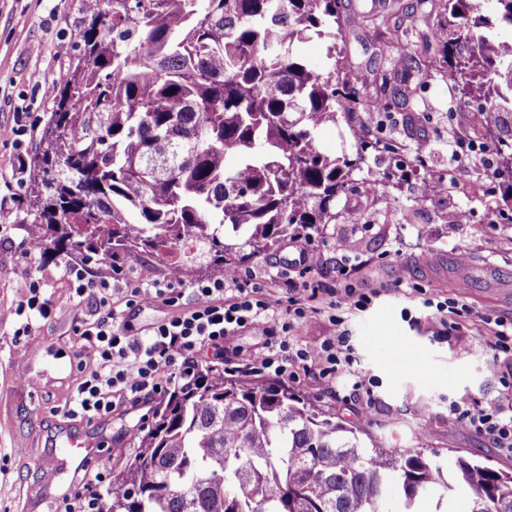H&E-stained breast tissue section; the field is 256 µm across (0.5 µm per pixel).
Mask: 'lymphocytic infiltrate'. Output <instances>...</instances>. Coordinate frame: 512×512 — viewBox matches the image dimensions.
<instances>
[{
    "label": "lymphocytic infiltrate",
    "mask_w": 512,
    "mask_h": 512,
    "mask_svg": "<svg viewBox=\"0 0 512 512\" xmlns=\"http://www.w3.org/2000/svg\"><path fill=\"white\" fill-rule=\"evenodd\" d=\"M63 270L78 300L91 301L95 308L93 317L76 329L81 338L77 354L86 366L65 411L67 417L101 419L127 407L160 404L175 388L195 378L202 346L224 352L233 348L242 329L258 325L266 336L264 346L242 361L224 360L225 372L240 370L260 380L288 383L311 375L326 391L346 382L356 391L365 385L354 367V351L342 317H334L336 333L318 346L307 347L296 339L303 321L316 312L317 302L336 296L321 286L307 258L294 265L282 315L276 313L265 283L244 279L238 272L187 289L174 275L145 286L126 285L118 267L111 280H99L87 260L64 262ZM17 286L19 301L6 314L17 321V335L28 336L52 313L46 294L49 282L32 273ZM155 303L169 307L170 315L146 337L132 333L124 320L125 309ZM449 412L512 456V407L473 413L454 404Z\"/></svg>",
    "instance_id": "lymphocytic-infiltrate-1"
}]
</instances>
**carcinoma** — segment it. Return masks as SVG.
Returning <instances> with one entry per match:
<instances>
[{
	"label": "carcinoma",
	"instance_id": "carcinoma-1",
	"mask_svg": "<svg viewBox=\"0 0 512 512\" xmlns=\"http://www.w3.org/2000/svg\"><path fill=\"white\" fill-rule=\"evenodd\" d=\"M77 63L60 77L33 155L27 213L50 252H149L181 275L234 271L288 238L336 220V199L381 141L328 156L318 130L338 116L403 106L416 87L387 75L374 97L337 44L339 0H87ZM483 0H439L436 61L482 102L479 126L512 170V37L499 40ZM512 28V0H489ZM401 0L379 25L404 62ZM326 38L327 63L299 44ZM199 243L194 256L176 258ZM404 512L423 498L468 512H512V472L418 449L366 448L356 431L285 386L219 369L177 388L139 432L101 512H384L391 482Z\"/></svg>",
	"mask_w": 512,
	"mask_h": 512
}]
</instances>
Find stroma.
<instances>
[{"label": "stroma", "instance_id": "stroma-1", "mask_svg": "<svg viewBox=\"0 0 512 512\" xmlns=\"http://www.w3.org/2000/svg\"><path fill=\"white\" fill-rule=\"evenodd\" d=\"M414 22L404 39L406 68L419 88L406 107L396 109L381 141L412 166L399 184L387 175L391 155L380 154L358 173L353 191L336 201V220L311 238L290 239L266 256L251 260L242 275L271 276L277 298H285L290 266L307 250L325 287L372 295L365 311L351 315L348 329L356 368L371 382L369 392L347 396L323 391L310 378L293 389L336 423L358 430L364 446L419 449L439 461L459 455L512 472V457L448 412L454 401L492 411L512 402V355H494L487 346L486 318L512 319V198L503 187L507 174L483 179L471 188L469 163L455 171L463 189L454 195L426 193L425 186L447 171L448 161L473 134L471 106L459 97L448 109V79L442 66H427L436 52L438 9L430 0H403ZM84 0H0V309L19 299L16 280L31 271L51 274L49 320L32 336L16 339V324L0 320V512H56L60 498L81 478L69 469L60 445L63 424L98 442L101 467L117 469L138 450L137 413L117 412L96 428L66 419L62 411L79 377L73 328L81 311L58 260L36 252L25 255L21 241L32 233L25 224L28 173L20 166L39 139L57 94L58 77L76 53ZM348 64L363 80L386 70L389 60L378 32L350 27L345 32ZM357 112L318 132L319 147L338 155L353 147L352 129L365 126ZM23 138H15L19 125ZM355 241L351 251L343 241ZM121 265L127 278L149 284L168 273L152 254L116 255L95 265L111 277ZM345 275H337V268ZM403 287H396V280ZM466 305L461 317L441 315L436 302ZM67 365L48 368L37 391L21 381L33 345ZM499 369H490L491 360Z\"/></svg>", "mask_w": 512, "mask_h": 512}]
</instances>
